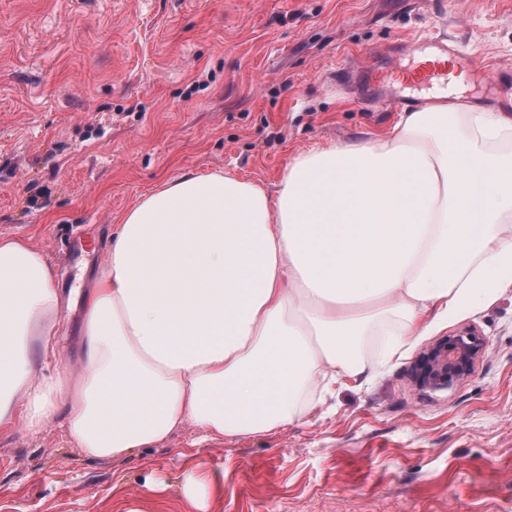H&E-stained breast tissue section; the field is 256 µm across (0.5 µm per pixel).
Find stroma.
Listing matches in <instances>:
<instances>
[{
    "label": "stroma",
    "instance_id": "35a3bbf8",
    "mask_svg": "<svg viewBox=\"0 0 512 512\" xmlns=\"http://www.w3.org/2000/svg\"><path fill=\"white\" fill-rule=\"evenodd\" d=\"M426 35L512 72V0H0V236L90 287L160 183L227 171L273 194L298 154L387 134L401 109L373 103L369 72L393 78ZM464 328L487 344L472 375L415 390L429 340ZM390 331L360 341L369 382L264 434L187 425L111 463L74 448L63 415L16 427L0 512H512V289L385 363ZM79 335L74 311L38 373L77 370Z\"/></svg>",
    "mask_w": 512,
    "mask_h": 512
}]
</instances>
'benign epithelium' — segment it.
Segmentation results:
<instances>
[{
    "label": "benign epithelium",
    "instance_id": "1",
    "mask_svg": "<svg viewBox=\"0 0 512 512\" xmlns=\"http://www.w3.org/2000/svg\"><path fill=\"white\" fill-rule=\"evenodd\" d=\"M483 338L470 329L434 339L419 354L408 377L419 390H447L467 379L485 353Z\"/></svg>",
    "mask_w": 512,
    "mask_h": 512
}]
</instances>
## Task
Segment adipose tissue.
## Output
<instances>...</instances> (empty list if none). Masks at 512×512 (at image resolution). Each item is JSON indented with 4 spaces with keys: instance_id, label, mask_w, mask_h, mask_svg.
<instances>
[{
    "instance_id": "ef3b65f1",
    "label": "adipose tissue",
    "mask_w": 512,
    "mask_h": 512,
    "mask_svg": "<svg viewBox=\"0 0 512 512\" xmlns=\"http://www.w3.org/2000/svg\"><path fill=\"white\" fill-rule=\"evenodd\" d=\"M430 89L383 137L315 148L277 195L229 172L142 196L85 293L44 252L0 237V431L58 411L87 456L120 461L191 423L204 436L293 422L310 387L360 383L355 341L377 318L425 335L512 286V114ZM81 310V369L40 375Z\"/></svg>"
}]
</instances>
